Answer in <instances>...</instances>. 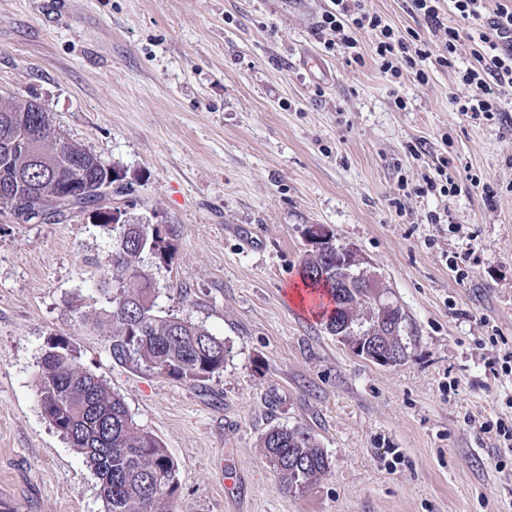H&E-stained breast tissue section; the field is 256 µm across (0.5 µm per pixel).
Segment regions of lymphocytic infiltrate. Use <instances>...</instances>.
Returning <instances> with one entry per match:
<instances>
[{"mask_svg":"<svg viewBox=\"0 0 512 512\" xmlns=\"http://www.w3.org/2000/svg\"><path fill=\"white\" fill-rule=\"evenodd\" d=\"M409 10L425 23L424 31L400 30L382 16L369 12L363 0H332L333 6L319 20L321 29L330 31L327 51L340 54L346 63H362L357 34L368 31L374 37L372 53L380 71L392 81L411 75L418 84H428L434 68H457L456 52L461 41L473 44V59L465 68H457L459 91L452 100L456 111L472 118L493 119L512 94V45H506L512 32V8L499 6L488 12L485 0H408ZM452 9L462 19V26L448 25L445 9ZM441 45L439 55H432L431 42Z\"/></svg>","mask_w":512,"mask_h":512,"instance_id":"lymphocytic-infiltrate-1","label":"lymphocytic infiltrate"}]
</instances>
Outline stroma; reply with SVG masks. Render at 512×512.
I'll list each match as a JSON object with an SVG mask.
<instances>
[{
  "mask_svg": "<svg viewBox=\"0 0 512 512\" xmlns=\"http://www.w3.org/2000/svg\"><path fill=\"white\" fill-rule=\"evenodd\" d=\"M48 2L0 0V98L37 101L127 174L131 214L175 246L169 264L143 258L158 311L229 356L199 385L114 361L97 289L111 228L0 215V512H103L96 474L39 406L56 335L167 448L174 512H512V446L485 429L512 423V374L485 366L512 347V95L471 119L453 69L392 83L365 32L364 64H347L324 49L329 0ZM443 157L457 193L418 194ZM312 224L385 281L401 363L356 355L304 311ZM294 426L331 461L302 491L259 446Z\"/></svg>",
  "mask_w": 512,
  "mask_h": 512,
  "instance_id": "stroma-1",
  "label": "stroma"
}]
</instances>
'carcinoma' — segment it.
<instances>
[{
	"label": "carcinoma",
	"mask_w": 512,
	"mask_h": 512,
	"mask_svg": "<svg viewBox=\"0 0 512 512\" xmlns=\"http://www.w3.org/2000/svg\"><path fill=\"white\" fill-rule=\"evenodd\" d=\"M0 104V214L19 224L43 212V220H64L87 211L97 223L112 227V261L99 282L108 293L106 322L111 328L112 358L139 369L199 385L224 371L228 349L224 340L204 326L156 309V288L143 266L148 254L161 264L171 262L174 248L160 224L120 222L99 210L100 190L117 182L109 179L102 161L61 136L44 110ZM40 120L41 142L29 150L17 143L21 120ZM80 180L93 192L79 200V210L53 208L51 195ZM302 282L327 297L324 326L336 318L359 323L362 288L336 286V254L321 252L302 267ZM42 413L50 425L83 455L99 479L104 512H165L179 490L177 466L152 433L140 428L124 400L94 372L83 367L76 348L63 337L47 340L37 377ZM262 448L289 489L303 490L330 469L329 458L315 437L301 427L270 429Z\"/></svg>",
	"instance_id": "1"
}]
</instances>
